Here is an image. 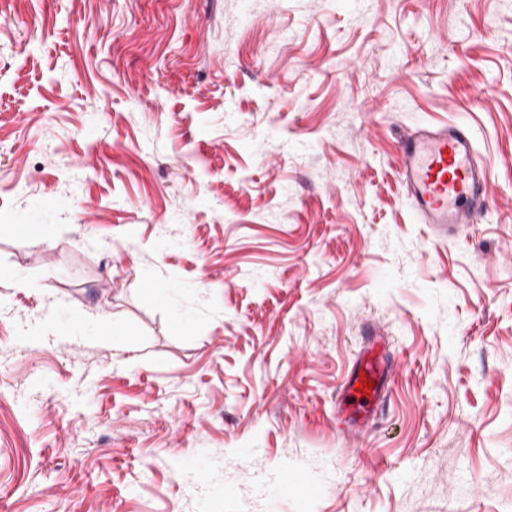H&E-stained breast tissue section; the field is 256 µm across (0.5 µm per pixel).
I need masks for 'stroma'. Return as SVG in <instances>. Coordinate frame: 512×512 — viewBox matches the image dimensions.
<instances>
[{"mask_svg":"<svg viewBox=\"0 0 512 512\" xmlns=\"http://www.w3.org/2000/svg\"><path fill=\"white\" fill-rule=\"evenodd\" d=\"M0 512H512V0H0ZM398 179L420 224L456 235L487 207L492 185L470 124H422L399 139ZM393 370V363L386 354L370 348L356 359L347 373L339 394L340 413L356 431L367 425L381 408L391 386ZM363 375L369 376L374 384L373 388H363L368 394L356 392Z\"/></svg>","mask_w":512,"mask_h":512,"instance_id":"1","label":"stroma"}]
</instances>
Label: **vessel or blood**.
Segmentation results:
<instances>
[{
	"label": "vessel or blood",
	"instance_id": "1",
	"mask_svg": "<svg viewBox=\"0 0 512 512\" xmlns=\"http://www.w3.org/2000/svg\"><path fill=\"white\" fill-rule=\"evenodd\" d=\"M398 152V179L418 223L456 235L486 209L492 185L468 122L420 125L401 135ZM393 370L386 354L372 350L354 362L339 394L340 412L354 429H362L381 408ZM365 376L372 386L361 393L357 387Z\"/></svg>",
	"mask_w": 512,
	"mask_h": 512
}]
</instances>
